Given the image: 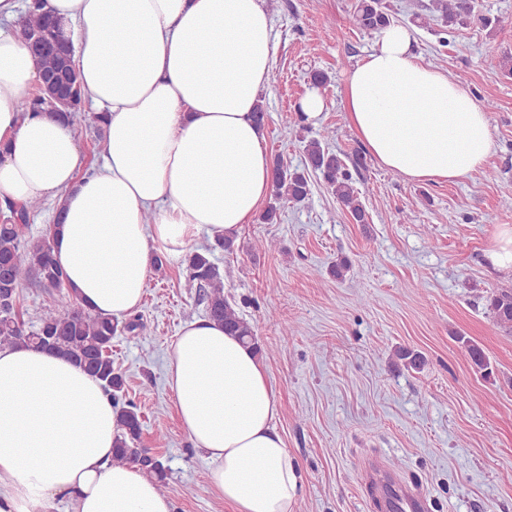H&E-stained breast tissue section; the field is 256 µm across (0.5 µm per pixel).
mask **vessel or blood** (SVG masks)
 <instances>
[{"label":"vessel or blood","instance_id":"1","mask_svg":"<svg viewBox=\"0 0 512 512\" xmlns=\"http://www.w3.org/2000/svg\"><path fill=\"white\" fill-rule=\"evenodd\" d=\"M360 479L377 512H428L426 498L387 471L379 460L365 462Z\"/></svg>","mask_w":512,"mask_h":512}]
</instances>
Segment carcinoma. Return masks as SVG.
<instances>
[{"instance_id": "cac0c4a2", "label": "carcinoma", "mask_w": 512, "mask_h": 512, "mask_svg": "<svg viewBox=\"0 0 512 512\" xmlns=\"http://www.w3.org/2000/svg\"><path fill=\"white\" fill-rule=\"evenodd\" d=\"M432 2V19L443 27L444 43L448 42V35L475 17L477 0ZM393 19L385 0H358L350 14L351 24L365 32H376L393 23ZM17 32L34 55L40 73L47 77L37 93L21 101V111L47 112L49 103L64 97L67 104L59 107L56 116L79 126L84 121V90L71 61L72 48L60 38L54 24L42 11V0L26 4ZM305 154L307 167L320 175L355 223H368L352 173L340 154L315 138L307 141ZM273 174L277 202L299 204L309 199L306 170L290 169L278 160L273 165ZM41 208L42 204L37 201L21 210L10 203L5 205V216L0 222V347L22 344L42 349L67 358L97 377L117 406L118 434L112 448V461L137 466L155 476L157 490L162 493L167 489L166 468L158 456L140 447L142 428L137 405L123 398L124 379L112 367V340L117 336L120 322L109 316L93 315L75 301L44 307L37 326L30 331L18 317L19 288L24 283L31 281L41 288L55 289L66 286L65 274L53 255L54 234L48 230L36 240L30 235V214ZM218 248L231 251L233 241L219 238L214 246L187 255L188 285L203 290L210 319L224 325L228 332L246 340L259 352L261 348L253 326L224 297V277L211 257ZM486 308L498 324L512 329V289L489 293ZM457 340L473 368L490 376V362L483 349L463 336ZM397 357L407 369L418 370L423 365V357L408 349L398 350Z\"/></svg>"}]
</instances>
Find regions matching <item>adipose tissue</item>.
<instances>
[{"instance_id":"obj_1","label":"adipose tissue","mask_w":512,"mask_h":512,"mask_svg":"<svg viewBox=\"0 0 512 512\" xmlns=\"http://www.w3.org/2000/svg\"><path fill=\"white\" fill-rule=\"evenodd\" d=\"M26 0H0V199H53L54 256L87 311L124 320L153 254L179 259L200 233L237 237L272 189L253 112L271 81L265 0H44L74 47L91 112L106 116L102 161L83 172L75 126L22 114L38 67L15 33ZM347 118L383 166L457 182L494 142L468 88L414 49L411 30L376 34L350 70ZM169 386L179 419L234 512H294L302 476L274 428L279 407L251 347L209 319L184 326ZM116 408L70 360L0 348V512H172L154 480L112 462Z\"/></svg>"}]
</instances>
